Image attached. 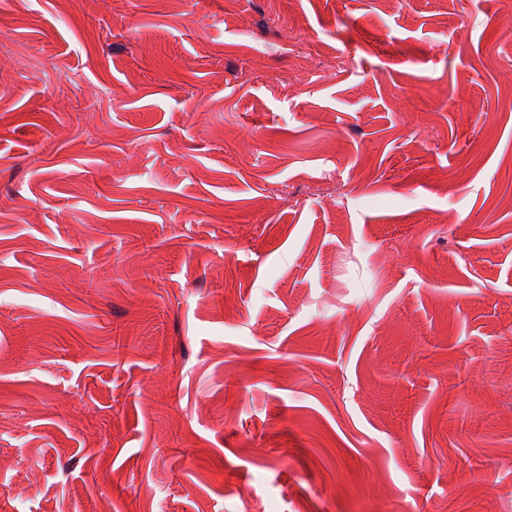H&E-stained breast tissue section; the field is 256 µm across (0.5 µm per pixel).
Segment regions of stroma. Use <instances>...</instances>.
Instances as JSON below:
<instances>
[{
	"label": "stroma",
	"instance_id": "1",
	"mask_svg": "<svg viewBox=\"0 0 512 512\" xmlns=\"http://www.w3.org/2000/svg\"><path fill=\"white\" fill-rule=\"evenodd\" d=\"M248 507L512 512V0H0V512Z\"/></svg>",
	"mask_w": 512,
	"mask_h": 512
}]
</instances>
